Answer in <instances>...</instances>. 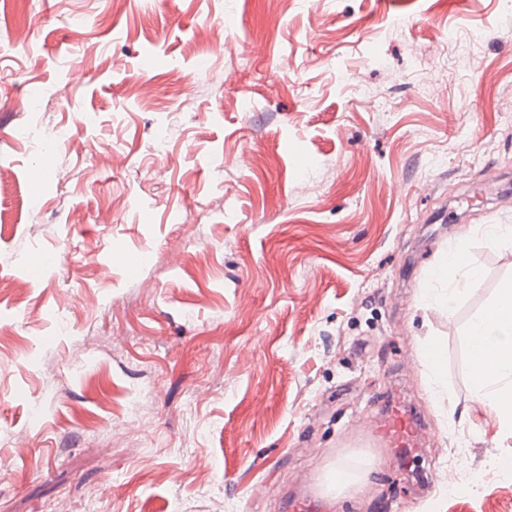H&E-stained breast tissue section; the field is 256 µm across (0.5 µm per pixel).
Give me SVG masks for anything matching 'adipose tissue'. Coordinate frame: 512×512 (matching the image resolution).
Returning a JSON list of instances; mask_svg holds the SVG:
<instances>
[{
	"instance_id": "obj_1",
	"label": "adipose tissue",
	"mask_w": 512,
	"mask_h": 512,
	"mask_svg": "<svg viewBox=\"0 0 512 512\" xmlns=\"http://www.w3.org/2000/svg\"><path fill=\"white\" fill-rule=\"evenodd\" d=\"M468 337L479 343L473 353L477 399L512 433V291L473 321Z\"/></svg>"
}]
</instances>
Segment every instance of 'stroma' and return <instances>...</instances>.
Listing matches in <instances>:
<instances>
[{
  "instance_id": "stroma-1",
  "label": "stroma",
  "mask_w": 512,
  "mask_h": 512,
  "mask_svg": "<svg viewBox=\"0 0 512 512\" xmlns=\"http://www.w3.org/2000/svg\"><path fill=\"white\" fill-rule=\"evenodd\" d=\"M271 11L0 0V512H284L333 460L326 512H512L466 336L512 287V0ZM397 395L411 465L358 442ZM452 255H448V264L441 265L439 268L434 270L431 274V277L435 280L439 281H448V285L455 284V288H448V296L441 295H433L431 299L436 303H443L447 300L448 308L452 307V303L454 301L455 295L460 292L466 290L465 288H456L460 284V280H458V269L456 264L451 266L448 270V267L452 263Z\"/></svg>"
}]
</instances>
